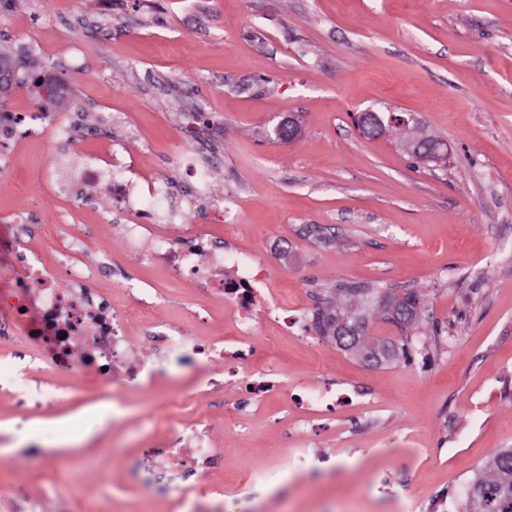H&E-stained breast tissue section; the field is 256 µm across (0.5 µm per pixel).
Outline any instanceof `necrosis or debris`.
<instances>
[{
  "instance_id": "4bbe7bcc",
  "label": "necrosis or debris",
  "mask_w": 512,
  "mask_h": 512,
  "mask_svg": "<svg viewBox=\"0 0 512 512\" xmlns=\"http://www.w3.org/2000/svg\"><path fill=\"white\" fill-rule=\"evenodd\" d=\"M151 258L175 272H189L203 287L222 293L236 307L239 339L253 334V320L264 304L260 290L267 277L252 258L200 236L187 248L177 247L171 238H158ZM12 265L11 259L0 260V311L6 314L0 322V335L32 336L71 371L76 383L95 375L104 397L111 396L113 387L124 379L151 373L147 363L132 364L124 356L127 328L134 314L146 311L148 304L140 298L120 312L109 299L89 289L90 276L101 268L96 257H85L81 266L70 268L48 266L36 257L22 277L13 276ZM32 279L41 284L35 295L28 288ZM77 339L84 348L75 359L71 353ZM173 432L172 439L160 443L156 451L165 467L191 473L201 467H216L215 453L201 430L180 423Z\"/></svg>"
}]
</instances>
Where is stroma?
<instances>
[{
    "mask_svg": "<svg viewBox=\"0 0 512 512\" xmlns=\"http://www.w3.org/2000/svg\"><path fill=\"white\" fill-rule=\"evenodd\" d=\"M18 60L0 99V225L32 212L29 247L52 262L104 255L119 277L93 281L112 306L138 289L153 302L132 322L128 362L153 361L143 387L114 400L73 391L29 337L23 384L0 379V512H461L483 463L512 448V0H6L0 47ZM411 115L447 144L423 164L403 128L364 135L365 110ZM18 112L78 117L61 145ZM298 138L275 139L288 115ZM221 157L203 195L170 215L114 205L81 174L122 167L135 190L186 194L204 155ZM223 208L225 221L208 220ZM141 224L137 247L121 230ZM193 226L243 250L267 290L306 305L281 331L267 310L252 374L288 371L286 393L198 384L164 357V332L222 341L223 380L238 348L222 295L153 263L157 234ZM340 284L416 291V323L369 320L373 336L409 341L411 358L367 367L318 336L312 315ZM320 392L334 409L300 403ZM198 425L221 459L194 476L142 462L170 422ZM313 454L279 487L231 481Z\"/></svg>",
    "mask_w": 512,
    "mask_h": 512,
    "instance_id": "stroma-1",
    "label": "stroma"
}]
</instances>
